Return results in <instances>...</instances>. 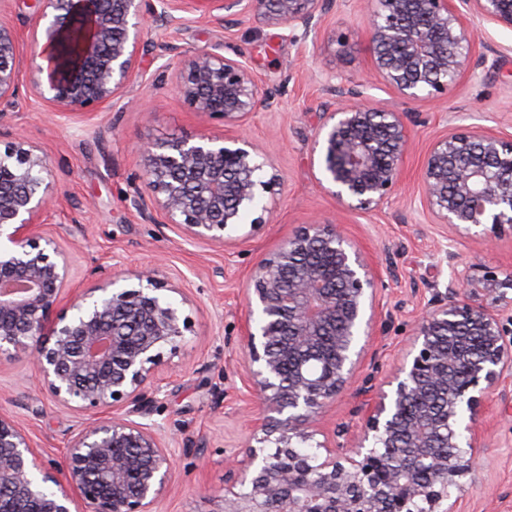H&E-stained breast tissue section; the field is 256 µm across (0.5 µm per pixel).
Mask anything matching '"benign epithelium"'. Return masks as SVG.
I'll list each match as a JSON object with an SVG mask.
<instances>
[{
	"mask_svg": "<svg viewBox=\"0 0 512 512\" xmlns=\"http://www.w3.org/2000/svg\"><path fill=\"white\" fill-rule=\"evenodd\" d=\"M44 47L76 18L89 33L64 78L32 77L43 102L64 112L97 111L124 96L146 25L173 12L257 15L309 33L324 0H41ZM481 20L512 29V0H462ZM374 71L401 96L446 94L485 62L477 33L454 0H368ZM21 58L15 32L0 25V119L13 107ZM358 82L317 132L332 194L351 210H371L401 185L411 116L377 106ZM177 90L225 134L171 137L139 146L146 193L132 200L144 217L195 240L231 246L243 217L268 211L263 194L279 178L254 144L234 135L270 92L242 55L215 50L184 62ZM424 205L457 233L512 228V138L459 126L434 141L421 167ZM54 194L46 155L18 141L0 153V353L33 366L59 405L93 415L61 459L46 463L13 416L0 412V512H158L175 455L148 416L160 391L165 349L191 320L160 294L180 289L159 270L119 269L69 292L70 258L40 233ZM450 276L418 317L389 390L366 386V419L349 444L319 447L311 464L296 452L313 437L323 409L355 378L372 336L377 282L360 248L335 224L302 225L260 260L241 286L244 366L256 410L252 453L224 480V512H460L466 486L480 481L487 450L482 424L490 393L512 384V269L489 270L446 255ZM137 288H119L126 278ZM428 481L409 475L419 465Z\"/></svg>",
	"mask_w": 512,
	"mask_h": 512,
	"instance_id": "1",
	"label": "benign epithelium"
}]
</instances>
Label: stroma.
Instances as JSON below:
<instances>
[{"label": "stroma", "instance_id": "1", "mask_svg": "<svg viewBox=\"0 0 512 512\" xmlns=\"http://www.w3.org/2000/svg\"><path fill=\"white\" fill-rule=\"evenodd\" d=\"M365 8L364 0H327L306 36L253 15L225 21L178 13L173 24L148 29L139 42L135 75L125 91L137 107L119 103L68 115L38 99L30 81L42 50L31 42L38 0H0V24L17 33L22 56L15 107L0 119V150L24 140L47 154L55 201L41 231L69 255L71 287L105 281L114 267L135 268L160 256L161 279L188 297L180 311L192 330L169 354L148 417L176 458L160 512H222L226 457L242 464L250 458L252 396L239 345L245 314L239 290L255 264L299 226L315 219L340 225L378 275L379 313L359 372L376 387L391 379L435 284H446V251L495 270L512 268V231L479 239L436 223L424 211L420 177L432 142L459 124L512 135V30L483 23L484 64L462 73L447 98L407 99L369 75ZM217 46L224 55H243L274 94L248 117L245 130L270 162L266 174L283 180L271 214L249 228L247 239L226 248L147 221L130 204L145 190L133 143L223 133L221 121L196 113L175 89L183 60ZM326 72L342 84L370 78L367 96L416 120L400 190L367 212L347 209L320 185L313 143L337 102L324 85ZM361 403L355 388L341 393L319 420L314 442L339 430L357 434L364 423ZM0 411L15 417L48 460L60 459L88 420L57 405L34 371L8 354H0ZM485 426L489 449L478 461L481 481L467 487L460 510L512 512V401L493 393Z\"/></svg>", "mask_w": 512, "mask_h": 512}]
</instances>
